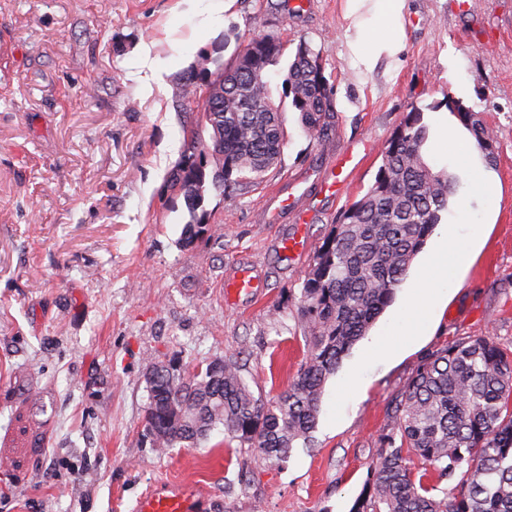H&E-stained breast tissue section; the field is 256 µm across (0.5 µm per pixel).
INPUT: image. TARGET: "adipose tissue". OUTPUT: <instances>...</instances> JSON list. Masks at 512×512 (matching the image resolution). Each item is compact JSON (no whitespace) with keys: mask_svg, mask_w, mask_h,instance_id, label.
<instances>
[{"mask_svg":"<svg viewBox=\"0 0 512 512\" xmlns=\"http://www.w3.org/2000/svg\"><path fill=\"white\" fill-rule=\"evenodd\" d=\"M347 25L344 38L350 52L355 76L371 72L383 58L395 57L404 42V17L407 0H346ZM449 254H440L425 268L423 286L414 293L405 310L406 315L427 314L438 305L442 290L441 278L448 274Z\"/></svg>","mask_w":512,"mask_h":512,"instance_id":"1","label":"adipose tissue"}]
</instances>
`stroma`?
Instances as JSON below:
<instances>
[{
	"label": "stroma",
	"instance_id": "35a3bbf8",
	"mask_svg": "<svg viewBox=\"0 0 512 512\" xmlns=\"http://www.w3.org/2000/svg\"><path fill=\"white\" fill-rule=\"evenodd\" d=\"M346 0H0V512H132L153 486L189 483L211 512H349L369 479L395 399L424 359L462 336L512 351V0H407L398 68L352 78ZM270 34L291 58L319 53L334 120L327 146L303 130L271 68L285 142L277 166L235 189L207 185L208 231L181 239L190 214L170 180L183 127L204 100L176 92L193 67L217 72L239 41ZM138 80H129V73ZM492 130V155L442 142L444 95ZM429 127L428 163L464 182L414 259L378 328L403 332L422 267L450 238L477 244L421 336L390 358L357 343L326 382L310 444L286 462L225 438L153 448L146 373L175 358L194 369L233 358L254 397L275 401L307 355L297 306L341 213L373 183L411 107ZM360 152L341 197L319 193L331 154ZM497 191L473 195L471 164ZM295 196L296 210L280 202ZM304 234L292 256L283 241ZM248 273L258 289L227 295ZM360 391L341 396L349 379Z\"/></svg>",
	"mask_w": 512,
	"mask_h": 512
}]
</instances>
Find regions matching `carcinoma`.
<instances>
[{"instance_id":"obj_1","label":"carcinoma","mask_w":512,"mask_h":512,"mask_svg":"<svg viewBox=\"0 0 512 512\" xmlns=\"http://www.w3.org/2000/svg\"><path fill=\"white\" fill-rule=\"evenodd\" d=\"M282 50L273 35L251 39L224 69L191 70L182 78L181 97L206 90V107L184 130L187 149L172 174L191 217L184 243L207 228L197 214L207 159L226 188L277 165L284 134L269 72ZM285 88L304 131L326 145L334 111L319 54L304 41L288 61ZM443 107L492 155V131L476 112L462 111L449 96L430 110ZM200 125L210 129L209 140ZM427 138L423 111L413 107L387 140L373 184L323 243L298 305L307 360L288 391L261 402L230 358L197 371L176 360L157 365L146 378L145 431L153 447L195 445L221 426L230 439L280 463L297 441L309 439L326 379L393 302L459 190V177L426 162ZM412 456L428 468L413 472ZM350 512H512V351L492 336H466L430 354L400 392L373 476Z\"/></svg>"}]
</instances>
